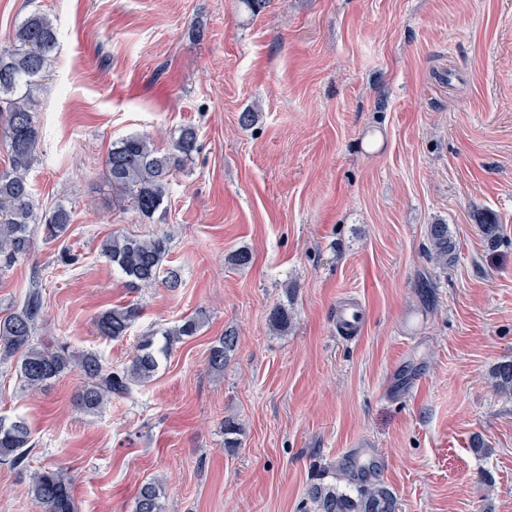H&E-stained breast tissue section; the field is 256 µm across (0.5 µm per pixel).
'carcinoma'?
Returning <instances> with one entry per match:
<instances>
[{
  "label": "carcinoma",
  "mask_w": 512,
  "mask_h": 512,
  "mask_svg": "<svg viewBox=\"0 0 512 512\" xmlns=\"http://www.w3.org/2000/svg\"><path fill=\"white\" fill-rule=\"evenodd\" d=\"M57 47L56 27L47 15L36 12L15 29L6 46L0 45V125L8 144V165L0 170V267H9L31 251L36 233L47 241L66 234L71 224V211L63 204L44 216L37 215L33 205L29 174L37 161L40 127L36 112L42 90V78ZM172 151L162 152L146 134H130L112 144L106 173L112 187V198L129 204L143 218L152 217L163 205L169 190V177L178 158H187L196 150L197 133L183 126L171 135ZM430 258L445 268L455 258V245L448 225L431 224L428 229ZM169 253L166 233L141 239L130 235H114L103 244V255L119 271L130 288L152 286L160 274L172 290L179 288L178 269H164ZM141 309L132 303L103 311L97 318L99 335L119 340L128 335ZM43 319L41 277L34 272L30 289L20 308L0 319V359L14 360V367L32 391L76 368L87 380L79 407L97 411L112 398H123L131 388L150 381L174 344L196 335L201 325L198 316L160 333L163 342L145 336L135 347L128 363L112 367L93 352H76L64 342L36 341L35 330ZM292 311L284 305L270 315L275 330L288 327ZM238 346V336L226 332L213 342L207 365L220 372ZM491 381L499 393L512 396V360L498 363L491 371ZM239 424L224 421V447H239ZM33 447L32 430L23 417L0 416V458L20 467ZM330 468L317 474L307 496L314 512H399L396 495L381 482L340 486L341 477H329ZM30 490L44 512H76L71 482L60 467L43 468L29 475ZM133 512H164L158 484L144 483L136 496Z\"/></svg>",
  "instance_id": "obj_1"
}]
</instances>
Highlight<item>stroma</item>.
Masks as SVG:
<instances>
[{
  "mask_svg": "<svg viewBox=\"0 0 512 512\" xmlns=\"http://www.w3.org/2000/svg\"><path fill=\"white\" fill-rule=\"evenodd\" d=\"M34 11L58 44L33 200L72 223L0 272V318L38 269V335L114 366L140 336L207 319L93 414L79 371L33 392L1 361L0 416L29 421L31 468H66L76 512H133L150 480L166 512H312L322 467L385 483L400 512H512V398L489 379L512 360V0H0V40ZM182 125L197 149L162 209L114 203L113 141L146 133L167 150ZM438 220L456 245L445 269L427 255ZM163 232L180 288L131 290L102 242ZM242 246L254 261L236 269ZM129 302L128 336H99V314ZM347 309L362 316L349 337ZM229 330L238 347L211 372ZM228 418L243 427L232 452ZM0 512H43L4 463ZM238 346V336L226 332L220 336L209 349L207 365L212 371H223L224 365Z\"/></svg>",
  "mask_w": 512,
  "mask_h": 512,
  "instance_id": "stroma-1",
  "label": "stroma"
}]
</instances>
